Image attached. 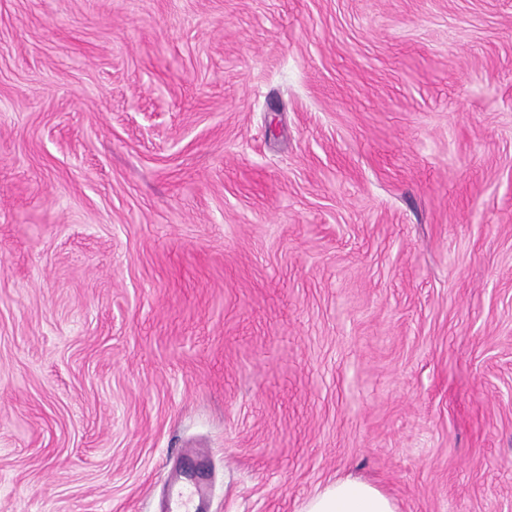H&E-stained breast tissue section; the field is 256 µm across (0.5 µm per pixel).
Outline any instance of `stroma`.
<instances>
[{
    "label": "stroma",
    "instance_id": "35a3bbf8",
    "mask_svg": "<svg viewBox=\"0 0 512 512\" xmlns=\"http://www.w3.org/2000/svg\"><path fill=\"white\" fill-rule=\"evenodd\" d=\"M512 512V0H0V512ZM301 512H397L394 500L360 478L336 479L308 498Z\"/></svg>",
    "mask_w": 512,
    "mask_h": 512
}]
</instances>
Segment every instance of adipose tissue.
<instances>
[{
  "label": "adipose tissue",
  "mask_w": 512,
  "mask_h": 512,
  "mask_svg": "<svg viewBox=\"0 0 512 512\" xmlns=\"http://www.w3.org/2000/svg\"><path fill=\"white\" fill-rule=\"evenodd\" d=\"M301 512H397L394 500L368 481L336 479L308 498Z\"/></svg>",
  "instance_id": "obj_1"
}]
</instances>
